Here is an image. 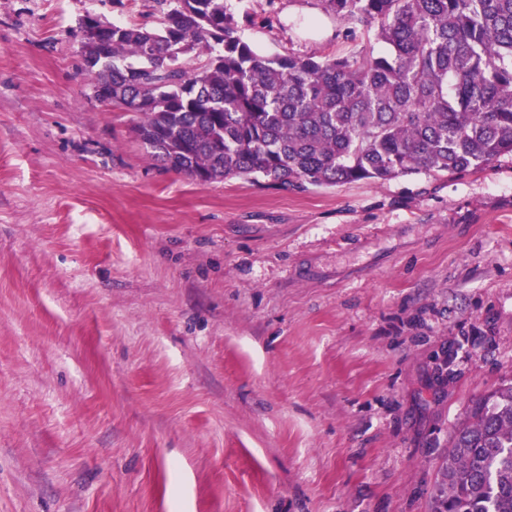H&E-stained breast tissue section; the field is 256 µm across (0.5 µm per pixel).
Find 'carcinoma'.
<instances>
[{"instance_id":"obj_1","label":"carcinoma","mask_w":512,"mask_h":512,"mask_svg":"<svg viewBox=\"0 0 512 512\" xmlns=\"http://www.w3.org/2000/svg\"><path fill=\"white\" fill-rule=\"evenodd\" d=\"M366 46L263 55L224 0H154L142 21L96 19L92 88L137 117L163 167L306 191L453 176L512 155V0H318ZM387 47L374 53L371 41ZM435 512H512V382L448 441Z\"/></svg>"}]
</instances>
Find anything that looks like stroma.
<instances>
[{
  "label": "stroma",
  "instance_id": "35a3bbf8",
  "mask_svg": "<svg viewBox=\"0 0 512 512\" xmlns=\"http://www.w3.org/2000/svg\"><path fill=\"white\" fill-rule=\"evenodd\" d=\"M258 52L361 49L225 0ZM0 0V512H434L512 380V156L283 191L164 169L93 94L86 14Z\"/></svg>",
  "mask_w": 512,
  "mask_h": 512
}]
</instances>
